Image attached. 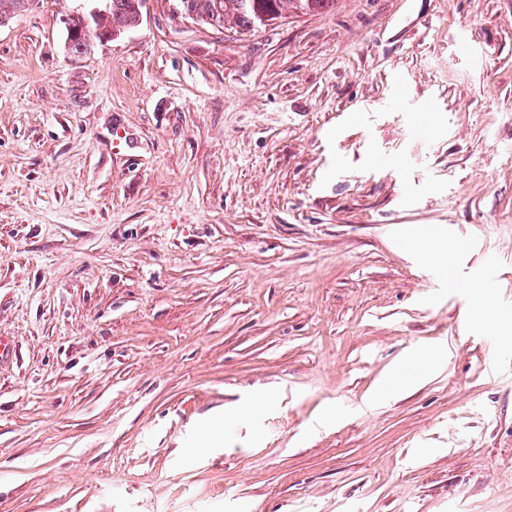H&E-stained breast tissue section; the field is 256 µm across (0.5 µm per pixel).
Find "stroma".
<instances>
[{
	"mask_svg": "<svg viewBox=\"0 0 512 512\" xmlns=\"http://www.w3.org/2000/svg\"><path fill=\"white\" fill-rule=\"evenodd\" d=\"M74 7L0 26V512H512V0ZM81 2L76 8V13L80 15L84 30L89 33L82 32V23L80 18L70 17L71 25L80 30V33L73 37L71 41H68L69 49L73 55H86L90 52L91 43L94 39H98L94 32L98 28L102 32L111 31L101 37L100 40L110 39L117 35L116 32L112 33V30H117L112 27V21L118 22L124 28H133L139 24L140 11L136 6L137 0H109V7L104 13V1L103 0H79ZM104 13V14H103ZM101 16V17H100ZM65 27L73 32V27L69 24V19L63 20ZM197 23L224 28L232 19L243 31L268 25L282 18L284 12L316 14L330 9L335 0H183ZM262 17L265 19L262 20ZM437 359L436 353H429L419 357H416L413 360L414 369L410 374H396L392 376L389 381L377 391L375 398H381L391 393H394L401 388H403L410 380L412 375L417 374V376L424 375L432 363Z\"/></svg>",
	"mask_w": 512,
	"mask_h": 512,
	"instance_id": "obj_1",
	"label": "stroma"
}]
</instances>
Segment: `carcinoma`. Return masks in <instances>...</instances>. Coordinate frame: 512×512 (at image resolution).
<instances>
[{"label":"carcinoma","mask_w":512,"mask_h":512,"mask_svg":"<svg viewBox=\"0 0 512 512\" xmlns=\"http://www.w3.org/2000/svg\"><path fill=\"white\" fill-rule=\"evenodd\" d=\"M137 0H109V7L99 20L98 28L104 32L114 30L112 23L118 22L124 28H133L139 24L140 11ZM193 21L211 27L222 28L224 23L232 20L243 31H250L259 26L283 17L289 10L293 13L316 14L331 8L335 0H183ZM71 25L79 30L73 37L69 49L74 55L90 52L91 43L97 38L94 33L82 31L79 18H71Z\"/></svg>","instance_id":"carcinoma-1"}]
</instances>
